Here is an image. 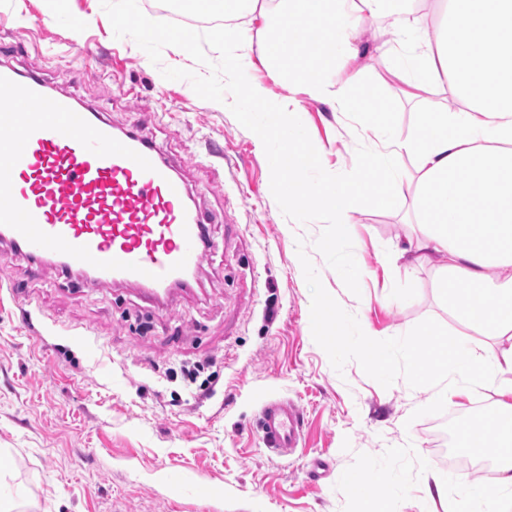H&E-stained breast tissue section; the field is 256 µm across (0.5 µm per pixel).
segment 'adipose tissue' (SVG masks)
Wrapping results in <instances>:
<instances>
[{
    "label": "adipose tissue",
    "instance_id": "obj_1",
    "mask_svg": "<svg viewBox=\"0 0 512 512\" xmlns=\"http://www.w3.org/2000/svg\"><path fill=\"white\" fill-rule=\"evenodd\" d=\"M411 2L184 0L195 16L224 18V74L241 86L240 120L253 131L272 174L285 177L289 206L301 215L313 209L332 217L341 271L350 269L351 200L378 211L411 209L423 232L407 239L395 259L433 265L458 318L492 338L479 355L466 335L451 339L446 331L434 332L442 351L439 396L451 402L495 381L497 408L512 421V0H454L445 30L436 34L423 21H409ZM256 13L264 26L244 38L238 21ZM135 14V0H122L114 17L124 26L136 24L144 43L163 28L170 45H183L182 29L165 28L160 18L139 22ZM377 18L397 29L387 73L404 85L405 95L417 99L447 90L460 106L419 113L405 138L387 103L376 100L362 113L369 133L364 164L382 175V187L345 176L308 179L320 148L307 138L294 96L304 94L343 115L354 111L366 80L359 64L368 52L365 27ZM254 55L287 96L271 95L246 78ZM407 175L417 185L408 200L401 192ZM457 445L496 463L492 480L456 479L457 512H504V500H512V424L467 428Z\"/></svg>",
    "mask_w": 512,
    "mask_h": 512
}]
</instances>
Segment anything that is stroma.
<instances>
[{
    "mask_svg": "<svg viewBox=\"0 0 512 512\" xmlns=\"http://www.w3.org/2000/svg\"><path fill=\"white\" fill-rule=\"evenodd\" d=\"M113 0H69L94 24L47 21L45 0H0V64L140 131L176 168L208 220L211 246L187 290L166 307L138 289L87 284L50 265L30 268L0 245V503L11 512H426L424 472L447 478L439 424L448 413L498 415L493 384L453 407L436 383L415 384L409 364L379 373L374 347L422 342L425 329L465 332L427 266L386 255L419 233L410 212L350 203L356 277L336 270L329 215L298 216L238 118L224 79L217 26L197 25L191 54L164 38L141 43L117 27ZM377 50L364 61L368 97L411 134L433 101L384 82L388 23L369 24ZM79 39L72 52L70 39ZM306 131L321 147L309 177L363 175L362 126L303 100ZM324 321H315L313 305ZM363 321L366 344L336 353L330 317ZM202 363L210 392L187 390L183 367ZM303 414L298 447L269 453L259 429L267 401ZM379 465L404 493L391 503L355 496L347 478ZM180 493H173L172 479Z\"/></svg>",
    "mask_w": 512,
    "mask_h": 512,
    "instance_id": "stroma-1",
    "label": "stroma"
}]
</instances>
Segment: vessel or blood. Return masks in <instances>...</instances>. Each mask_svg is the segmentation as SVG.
I'll use <instances>...</instances> for the list:
<instances>
[{
	"label": "vessel or blood",
	"instance_id": "obj_1",
	"mask_svg": "<svg viewBox=\"0 0 512 512\" xmlns=\"http://www.w3.org/2000/svg\"><path fill=\"white\" fill-rule=\"evenodd\" d=\"M187 197L149 137L115 133L37 75L0 69V240L32 264L83 269L96 286L131 282L165 306L206 252V220ZM300 422L294 404L267 402V447L293 452Z\"/></svg>",
	"mask_w": 512,
	"mask_h": 512
}]
</instances>
